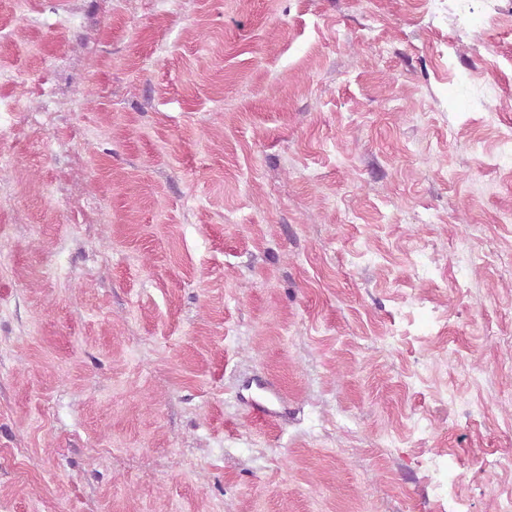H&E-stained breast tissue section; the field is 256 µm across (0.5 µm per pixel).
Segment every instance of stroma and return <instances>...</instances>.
<instances>
[{
  "label": "stroma",
  "mask_w": 512,
  "mask_h": 512,
  "mask_svg": "<svg viewBox=\"0 0 512 512\" xmlns=\"http://www.w3.org/2000/svg\"><path fill=\"white\" fill-rule=\"evenodd\" d=\"M0 0V512H512V0Z\"/></svg>",
  "instance_id": "obj_1"
}]
</instances>
